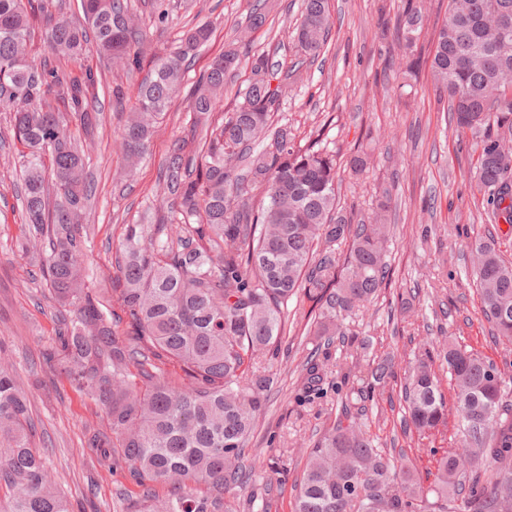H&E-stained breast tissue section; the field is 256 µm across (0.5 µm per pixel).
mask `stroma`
Returning a JSON list of instances; mask_svg holds the SVG:
<instances>
[{
    "mask_svg": "<svg viewBox=\"0 0 512 512\" xmlns=\"http://www.w3.org/2000/svg\"><path fill=\"white\" fill-rule=\"evenodd\" d=\"M253 2L130 0L153 51L169 48L184 27L207 22L213 36L200 52L198 67L207 66L225 43L237 39L244 40L249 51L268 53L273 63L289 65L297 56L291 31L302 0H269V21L257 30L247 27ZM416 3L429 24L410 47L393 26L406 0H329L331 39L309 67L307 79L285 90L280 113L302 143L317 140L335 151L342 208L368 222L379 191L386 188L392 194V280L368 312L347 320L350 329L367 341L366 358L391 353L399 368H406L419 338L428 335L465 346L512 378V344L491 334L471 275L469 252L472 238L490 233L504 259L512 262V226L494 223L471 177L478 135L446 123L445 102L428 69L410 80L403 77L410 54L428 57L432 23L445 9L443 0ZM83 64L101 73L108 92L102 124L90 148L95 194L85 217L93 249L87 281L108 305L117 276L113 249L124 225L138 222L146 207L159 199L161 165L170 144L188 135L193 115L187 101L177 99L154 133L147 160L132 176H123L112 142L122 129L123 110L136 102L140 75L92 52ZM115 87L122 88V101L110 97ZM17 149L9 117L0 112V339L5 342V357L21 376L35 380L30 391L38 423L34 446L55 471L58 488L73 512H119L120 491L133 497L138 489L131 483L120 486L111 470L90 458L83 434L106 427L105 415L57 372L59 311L40 280L34 279V266L18 250L24 216L9 167ZM357 153L368 161L358 176L349 166L351 155ZM405 301L410 304L406 311L401 308ZM308 309L305 303L288 305L282 339L288 354L271 361L280 381L251 439L248 464L254 476L238 493L239 512H293L294 484L304 452L347 402L345 392L329 381L323 397H304ZM399 390V383H392L367 401L366 429L382 448L403 456L417 478L432 482L438 454L462 443L457 418L449 416L439 432L420 436L403 424Z\"/></svg>",
    "mask_w": 512,
    "mask_h": 512,
    "instance_id": "35a3bbf8",
    "label": "stroma"
}]
</instances>
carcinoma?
<instances>
[{
	"mask_svg": "<svg viewBox=\"0 0 512 512\" xmlns=\"http://www.w3.org/2000/svg\"><path fill=\"white\" fill-rule=\"evenodd\" d=\"M51 8L61 17L35 30ZM65 9L66 0H0V112L9 113L21 146L14 158L26 220L19 251L65 313L59 369L105 414L108 430L93 433L86 447L112 456V473L139 488L123 512H238L229 496L252 479L249 436L277 384L268 361L282 343L291 298L303 295L314 313L306 392L336 372L360 382L351 390L364 401L397 379L390 356L363 365L351 353L354 362L341 366L328 355L334 337L349 339L346 316L389 283L388 199L370 224L342 212L336 153L300 145L288 119L275 118L284 88L300 83L328 44L327 0H303L293 29L299 59L290 66L275 69L267 54H244L232 42L191 82L209 24L186 30L168 52L149 54L128 0H81L76 19ZM267 20L266 0H257L248 27ZM424 25L414 6L396 20L409 47ZM36 34L47 50L39 61L30 52ZM92 49L146 71L115 141L128 170L149 154L154 125L179 95L199 139L195 149L174 141L160 171L162 203L125 227L112 289L121 315L112 320L85 274L83 214L92 187L80 139L100 125L101 75L63 66ZM242 62L247 84L231 111L209 123ZM430 68L448 122L482 132L474 178L494 221L512 224V0H448ZM470 256L484 313L511 343L512 264L487 236L474 240ZM438 358L455 382L462 444L439 458L434 482L415 480L402 456L376 446L365 409L346 411L309 449L294 512L512 506V381L493 375L492 363L454 343L437 350L419 339L400 390L404 423L421 435L446 423ZM28 393L19 374L0 365V512H72L32 445ZM157 484L167 492L157 494Z\"/></svg>",
	"mask_w": 512,
	"mask_h": 512,
	"instance_id": "cac0c4a2",
	"label": "carcinoma"
}]
</instances>
